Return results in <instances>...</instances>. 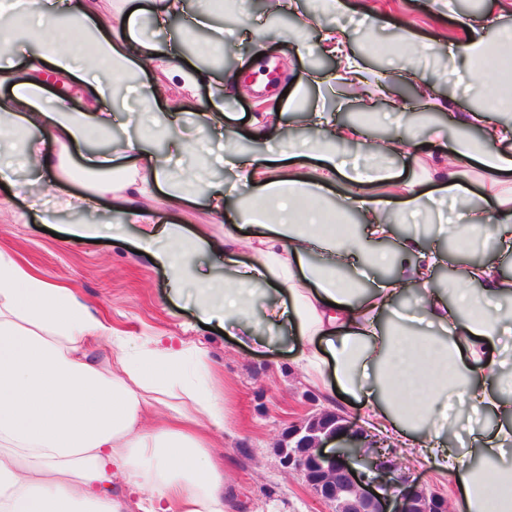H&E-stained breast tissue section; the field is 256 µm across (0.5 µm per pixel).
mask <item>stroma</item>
Masks as SVG:
<instances>
[{"mask_svg":"<svg viewBox=\"0 0 512 512\" xmlns=\"http://www.w3.org/2000/svg\"><path fill=\"white\" fill-rule=\"evenodd\" d=\"M135 2L144 8L136 18L138 30L162 47L173 48L203 73L194 89L169 87L160 109L180 111L176 135L196 144L205 177L236 188L220 220L208 211L201 196L172 205L157 199L151 206L163 223L181 224L219 241L225 224L240 223L241 209L252 208L253 191L242 172L224 163L229 142L207 139L204 132L200 113L213 85L234 81L233 94L224 100L228 127L240 144L259 156L265 154L267 144L252 136L251 122L257 115L273 134L283 137L301 134L310 110L318 104L360 115L370 132L393 131L400 118L416 125V111L399 116L388 111L382 99L361 103L343 87L321 93L307 83L308 73L318 69L313 57L320 29L340 25L350 33V50L369 71L389 72L404 100H411L418 88L428 85L435 100L451 98L454 111L474 110L479 105L478 85L471 78L470 65L462 59H448L440 48L465 38L464 19L499 10L501 0H452L448 6L440 0H344L342 13H321L314 27L309 24L313 0H294V10L279 15L272 14L263 0H241L233 8L223 0H183L186 10L206 9L212 19V29L191 33L178 17L170 19L165 28H157L148 10L150 0ZM401 21L415 33L412 47H404L398 39ZM255 22L260 25L258 38L263 45L258 54L236 38L241 28ZM245 80L250 83L246 90L241 87ZM113 99V139L141 137L149 150L165 149L166 140L159 130L133 113L137 101L127 94L125 85L116 86ZM428 129L429 136L392 160L391 168L399 178L420 172L430 155L447 154L458 134L444 111L434 113ZM88 180V175L74 170L62 189L49 173L25 193L0 186V250L48 281L72 288L83 303L131 336L133 344L151 336L171 335L208 351L214 385L226 391L228 409L224 431L213 435L212 453L231 464L236 512H332L301 478L282 469L276 445L290 421L302 414L335 410L358 427L364 419L363 409L328 396L305 380L294 363V338H282L272 349L253 352L239 348L218 331L203 329L193 294L173 297L170 272L136 254V227L122 223L116 202L101 200L92 212L60 209V201L67 194L79 193ZM35 196L49 210V219L30 209ZM82 223L121 224L125 239L111 244L67 236V225Z\"/></svg>","mask_w":512,"mask_h":512,"instance_id":"stroma-1","label":"stroma"}]
</instances>
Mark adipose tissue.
<instances>
[{
  "instance_id": "1",
  "label": "adipose tissue",
  "mask_w": 512,
  "mask_h": 512,
  "mask_svg": "<svg viewBox=\"0 0 512 512\" xmlns=\"http://www.w3.org/2000/svg\"><path fill=\"white\" fill-rule=\"evenodd\" d=\"M129 0H114L100 12L94 0H15L29 18L20 28L0 8V45L22 38L40 42L21 74L0 63L11 83L0 98V124L13 133L0 147V182H12L13 164L39 174L50 158L30 141L44 134L62 152L84 147L83 159L95 177L77 197L78 209L100 199H118L120 212L139 230V248L153 265L168 269L173 292L195 287L200 321L232 324L239 347L254 351L273 346L260 326L296 332L295 362L306 379L337 390L362 404L374 433L418 463H430L460 488L463 512H512V350L501 344L512 304V279L498 263L464 265L447 288L433 281L444 252L415 235L399 236L388 214V199H367L362 187L387 183L389 167L370 174L346 167L337 143H361L368 134L354 124L335 122L315 109L312 131L289 138L280 161L314 157L315 179L257 166L245 150L234 154L264 200L261 214L248 217L257 244L251 263L221 278L194 272L187 253L208 247L205 237L188 236L176 224H162L148 199L163 193L182 200L193 187L223 216L229 194L207 181L194 162L172 178L143 141L127 140L107 150L90 149L93 138L112 129L116 71L144 73L164 65L166 81L193 88L194 66L141 36L128 17ZM466 40L449 44V58L473 57L486 31L496 33L494 51L512 47V26L501 15L470 17ZM344 29H322L319 43L339 55L341 69L313 73L309 82H364L365 69L347 49ZM70 78V97L49 99L47 70ZM482 109L453 114L455 125L481 130V141L456 139L446 164L425 179L446 185L465 221L439 227L463 248L473 245L512 253V183L500 173L512 170V84L495 71L482 70ZM123 167H115L118 159ZM475 162L476 176L494 201L493 211L473 207L464 164ZM343 176L344 210L358 223L327 230L312 198ZM318 263H311V256ZM288 290L285 303L267 305L260 318L252 310L270 287ZM416 289V315L395 309L406 289ZM111 341V356H99L98 340ZM490 418L474 445L453 448L447 429L472 415ZM224 398L214 391L206 350L181 340L150 338L133 347L129 339L98 317L68 288L32 273L0 252V512H129L128 493L115 492L113 477L154 489L144 512H232L233 491L212 461L207 433L223 429Z\"/></svg>"
}]
</instances>
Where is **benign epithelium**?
I'll use <instances>...</instances> for the list:
<instances>
[{"label": "benign epithelium", "mask_w": 512, "mask_h": 512, "mask_svg": "<svg viewBox=\"0 0 512 512\" xmlns=\"http://www.w3.org/2000/svg\"><path fill=\"white\" fill-rule=\"evenodd\" d=\"M328 414L330 411L322 410L291 423L279 447L282 468L301 476L320 500L328 502L336 496L330 468L338 464L347 473L349 489L358 502V512H412L419 497H428L441 504L438 512H448L447 499L434 488L424 485L407 487L393 476L391 470L385 482H380L385 469L364 454L357 440L359 430L353 428L345 416L336 415L337 425L329 432L316 427ZM331 441L336 442V450L329 454L325 447Z\"/></svg>", "instance_id": "1"}]
</instances>
